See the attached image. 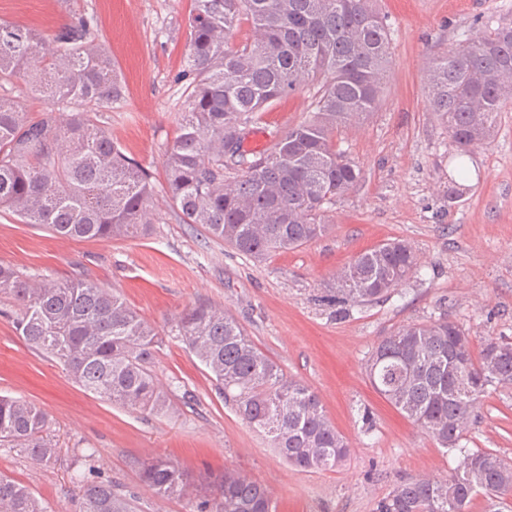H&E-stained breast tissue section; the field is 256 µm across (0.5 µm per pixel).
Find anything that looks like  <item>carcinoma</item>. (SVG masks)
Segmentation results:
<instances>
[{"label":"carcinoma","mask_w":512,"mask_h":512,"mask_svg":"<svg viewBox=\"0 0 512 512\" xmlns=\"http://www.w3.org/2000/svg\"><path fill=\"white\" fill-rule=\"evenodd\" d=\"M189 16L185 111L165 152V193L183 223L256 260L312 242L330 229L336 199L358 184L361 168L335 138L374 111L390 77L391 28L373 0H194ZM251 37L229 46L240 17ZM457 47L425 69L429 109L455 147L462 196L470 170L462 158L491 144L500 112L512 102V26L475 19ZM19 78L47 103L33 119L0 95V209L43 224L69 240L136 238L153 230V185L101 124L123 99L112 59L83 19L52 34L0 22V81ZM315 88L309 118L259 153L245 148L256 114L301 88ZM412 246L392 240L354 256L326 282L336 316L390 296L413 275ZM0 294L16 307L27 345L58 360L84 390L147 414L169 410L153 373L159 329L119 296L88 281L30 283L0 263ZM180 338L216 393L291 464L305 471L341 465L348 441L318 395L288 377L238 319L198 304L175 319ZM373 388L442 448H456L488 385L512 382V342L487 338L474 352L453 321L403 326L383 337L366 364ZM0 446L43 469L59 448L48 414L22 398L0 396ZM74 456L78 512H130L112 478ZM142 482L160 499L195 489L193 512H277L269 489L234 468L197 483L166 456L139 463ZM489 512L512 496V464L491 450L461 449L441 478L402 482L377 512H471L479 496ZM0 512H48L24 485L0 475Z\"/></svg>","instance_id":"cac0c4a2"}]
</instances>
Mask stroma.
<instances>
[{"label":"stroma","instance_id":"stroma-1","mask_svg":"<svg viewBox=\"0 0 512 512\" xmlns=\"http://www.w3.org/2000/svg\"><path fill=\"white\" fill-rule=\"evenodd\" d=\"M193 7L192 0H0V22L47 34L90 20L124 82L123 99L103 120L154 186L147 237L67 240L0 209V263L27 276L91 281L164 330L154 370L172 404L146 417L86 393L23 341L12 307L2 303L0 395L47 412L61 455L46 471L0 447V474L31 489L48 512H76L70 459L88 451L130 493L131 512H191L192 497L161 500L140 480L139 461L163 455L195 478L238 469L269 488L278 512H376L401 482L446 476L459 449L439 447L372 388L365 372L372 348L397 328L441 316L463 326L474 346L488 337L512 341V104L500 114L495 142L468 158L466 189L452 200L455 151L423 81L429 58L453 47L474 18L512 24V0H378L392 32V73L375 111L339 132L362 178L337 199L326 235L260 262L183 223L166 201L164 153L185 109L178 75ZM310 103L303 89L261 113L254 130L264 136L262 149L305 120ZM394 239L413 246L419 272L391 298L336 317L321 299L324 282L356 254ZM199 303L232 313L284 373L319 395L349 443L341 466L289 465L225 405L169 334L172 320ZM474 413L460 448L489 449L512 463V383L489 385Z\"/></svg>","mask_w":512,"mask_h":512}]
</instances>
